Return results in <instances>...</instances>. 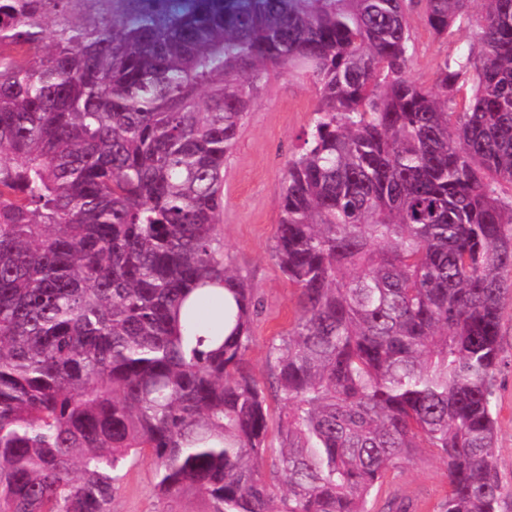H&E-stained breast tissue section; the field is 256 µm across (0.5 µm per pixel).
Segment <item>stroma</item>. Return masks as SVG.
Listing matches in <instances>:
<instances>
[{"label": "stroma", "mask_w": 512, "mask_h": 512, "mask_svg": "<svg viewBox=\"0 0 512 512\" xmlns=\"http://www.w3.org/2000/svg\"><path fill=\"white\" fill-rule=\"evenodd\" d=\"M139 0H68L63 15L48 13L44 26L54 30L60 19L89 26L105 16L122 18L140 9ZM421 7L409 15L416 54L412 79L431 84L437 63L453 52L468 51L473 29L463 24L447 37L435 38L423 24ZM318 104L309 81L276 72L254 92V107L242 126L236 146L224 165V210L220 229L224 252L236 272L253 289L260 306L252 326L246 358L259 381L269 382L268 358L294 320L297 294L278 268L272 250L280 222L282 176L289 159L303 143ZM502 356L496 391V467L506 491L504 510L512 512V299L503 314ZM448 492V472L434 449H417L402 472L373 491L369 507L380 509L389 495L410 504L412 512H440ZM113 512H212L211 502L187 489L163 497L156 489L155 467L147 457L128 460L121 472Z\"/></svg>", "instance_id": "1"}]
</instances>
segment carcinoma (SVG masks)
<instances>
[{
    "label": "carcinoma",
    "mask_w": 512,
    "mask_h": 512,
    "mask_svg": "<svg viewBox=\"0 0 512 512\" xmlns=\"http://www.w3.org/2000/svg\"><path fill=\"white\" fill-rule=\"evenodd\" d=\"M63 2L0 0V512H112L140 456L214 512H370L415 448L447 465L441 512H503L512 0H483L430 85L415 0H181L49 37ZM421 2L441 36L474 0ZM270 67L319 104L282 179L299 309L265 388L218 224ZM211 284L221 324L189 301ZM423 5L415 6L409 15L416 54L411 67L412 79L430 85L436 64L448 53L467 52L473 41V28L468 24L457 23L447 37L435 38L423 24L420 14Z\"/></svg>",
    "instance_id": "carcinoma-1"
}]
</instances>
